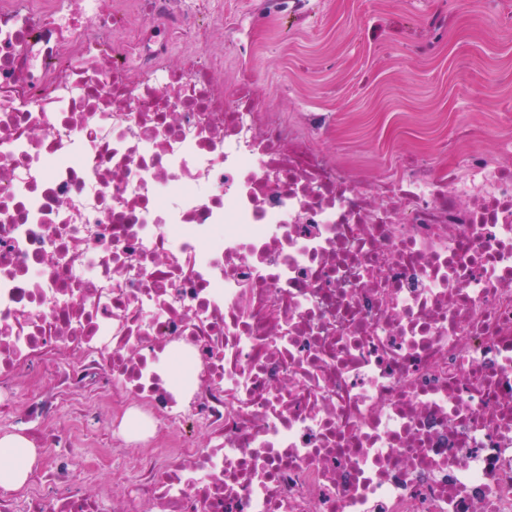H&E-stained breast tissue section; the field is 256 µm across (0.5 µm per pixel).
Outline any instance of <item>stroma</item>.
I'll return each instance as SVG.
<instances>
[{
	"mask_svg": "<svg viewBox=\"0 0 512 512\" xmlns=\"http://www.w3.org/2000/svg\"><path fill=\"white\" fill-rule=\"evenodd\" d=\"M222 2L225 15L241 26L239 44L212 36L213 47L224 50L225 80L243 60L258 108L299 128L309 114H327L324 149L364 180L382 178L399 158L420 150L440 167L473 151L497 155L503 141H512V27L484 23L486 0H470L463 18L457 0H311L309 15L295 21L270 0ZM435 10L451 21L443 40L420 27ZM459 125L483 133L449 138ZM15 383L56 408L48 420L26 423L34 448L70 438L69 468L86 470L87 450L70 437L82 417L83 392L66 387L58 374L37 381L20 373ZM124 399L99 391L92 427L96 446L109 455L89 487L111 492L110 512H124L119 489L139 469L135 452L114 446L112 410Z\"/></svg>",
	"mask_w": 512,
	"mask_h": 512,
	"instance_id": "stroma-1",
	"label": "stroma"
}]
</instances>
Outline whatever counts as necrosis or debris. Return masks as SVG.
<instances>
[{
  "instance_id": "necrosis-or-debris-1",
  "label": "necrosis or debris",
  "mask_w": 512,
  "mask_h": 512,
  "mask_svg": "<svg viewBox=\"0 0 512 512\" xmlns=\"http://www.w3.org/2000/svg\"><path fill=\"white\" fill-rule=\"evenodd\" d=\"M221 23L0 0V403L46 418L12 381L64 354L125 391L171 435L128 512H512V163L365 185L225 86ZM54 460L0 512H105Z\"/></svg>"
}]
</instances>
